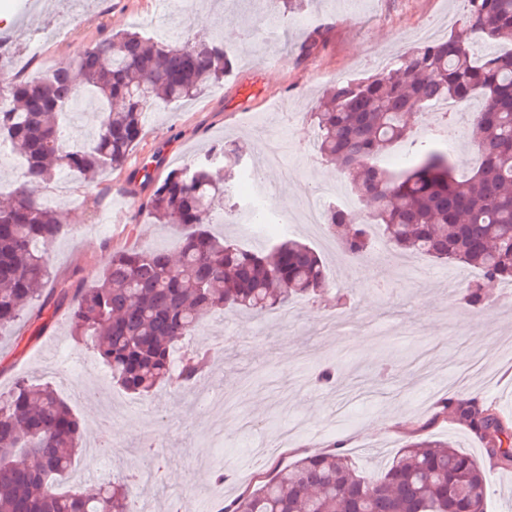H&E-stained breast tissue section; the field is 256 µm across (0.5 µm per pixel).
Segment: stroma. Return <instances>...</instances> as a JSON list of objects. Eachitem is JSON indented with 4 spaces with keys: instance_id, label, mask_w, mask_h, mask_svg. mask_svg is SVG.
<instances>
[{
    "instance_id": "35a3bbf8",
    "label": "stroma",
    "mask_w": 512,
    "mask_h": 512,
    "mask_svg": "<svg viewBox=\"0 0 512 512\" xmlns=\"http://www.w3.org/2000/svg\"><path fill=\"white\" fill-rule=\"evenodd\" d=\"M156 10L155 0H0V41L23 46L34 30L70 20L76 26L72 40L42 49L53 67L75 62L101 35L132 29L139 14ZM463 11V0H310L296 24L267 46L256 44L247 32L266 16H286L282 0H195V14L208 15L207 24L161 21L172 44L223 36L233 51L232 65L195 99L156 104L154 119L123 169L91 182L69 175L72 195L58 207L75 230L51 248L52 288L61 295L90 286L116 251L174 248L178 228L154 223L138 207L151 192L144 168L166 175L224 140L245 143L250 153L244 165L260 166L263 145L253 132L278 126L287 112L294 125L278 133L284 167L266 171L275 185L272 202H287L289 235L322 257L331 289L264 316L227 309L205 317L183 346L213 348L219 360L191 387H166L146 398L113 386L97 355L74 336L65 308L50 303L40 317L21 319L12 335L0 338V391H8L19 377L41 378L82 419L86 440L95 439L101 421L112 435L107 454L79 456L69 486L90 488L104 479L147 473L152 481L141 484L139 496L151 503L152 512H182L194 502L210 510L298 458L328 450L336 439L346 441L352 460L371 476L408 441L430 435L451 439L459 450L485 462L487 512H512V466L487 464L484 442L439 412L441 402L456 394L447 380L450 369L465 366L479 351L486 371L466 394L494 404L512 420V362L493 354L502 338H512V303L503 302L492 284L483 308L463 304V285L478 278L477 269L458 267L460 279L453 282L448 266L392 247L375 260L357 262L344 256L330 235L295 221L306 194L345 181L333 164L306 158L311 114L324 90L336 79L372 74L374 56L414 48L422 41V29L447 37ZM317 28L323 32L321 45L299 57L300 45ZM255 81L264 82L267 103L248 112L229 111L239 87ZM120 185L126 194L117 193ZM233 195L240 205L235 219H216L212 232L248 249L270 245V236L254 233L248 220V205L259 195L256 185L237 182ZM103 206L123 213L104 239L91 229ZM328 364L339 371L333 387L314 381ZM86 369L102 374L104 393L119 402V410L108 414L98 401L74 399ZM211 392L230 399L215 418L200 410ZM292 418L301 428L285 454L259 455V444ZM219 465L232 475L224 487L213 479Z\"/></svg>"
}]
</instances>
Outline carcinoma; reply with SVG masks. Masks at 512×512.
<instances>
[{
    "instance_id": "carcinoma-1",
    "label": "carcinoma",
    "mask_w": 512,
    "mask_h": 512,
    "mask_svg": "<svg viewBox=\"0 0 512 512\" xmlns=\"http://www.w3.org/2000/svg\"><path fill=\"white\" fill-rule=\"evenodd\" d=\"M465 2L447 38L414 47L392 68L336 82L312 121L317 154L341 168L350 193L369 207L367 223L334 204L326 208V229L341 248L367 258L376 227L398 249L472 266L481 278L462 300L481 308L483 282L512 283V0ZM477 38L489 44L479 56ZM231 65L222 38L174 45L125 31L96 40L74 65L0 89L9 100L0 109V140L25 160L23 180L0 204V334L42 314L53 279L50 250L69 231L65 213L37 192L60 170L92 176L121 169L156 102L190 100ZM83 91L106 108L95 137L70 150L60 128L65 106ZM475 97L481 106L468 137L480 162L459 179L448 139L412 140L410 120L438 101ZM400 145L412 151L405 168L380 163ZM242 160L237 143L216 144L169 171L141 202L158 223L179 228L178 259L165 249L115 252L94 285L69 298L74 335L128 394L146 397L199 378L214 360L209 351H188L176 367L173 354L204 316L225 308L262 315L328 285L318 254L295 239L249 250L211 232L228 197L224 169ZM442 410L485 442L489 463L512 466V422L493 406L455 397ZM80 439L78 416L51 386L22 379L0 392V512H132V476L92 492L62 490ZM486 498L484 465L428 436L371 477L342 450L308 454L222 512H485Z\"/></svg>"
}]
</instances>
